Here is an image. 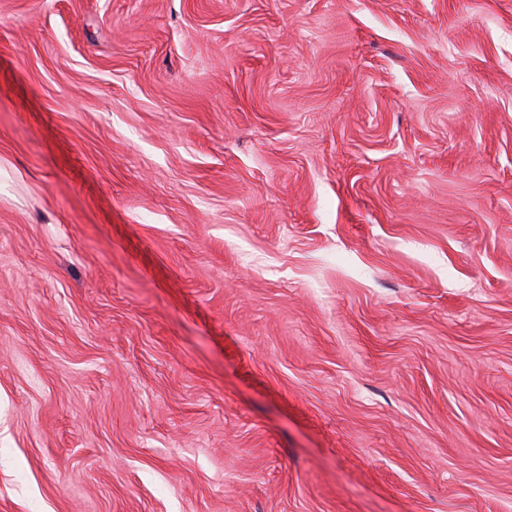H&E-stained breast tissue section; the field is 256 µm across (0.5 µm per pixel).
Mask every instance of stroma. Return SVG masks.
Here are the masks:
<instances>
[{"mask_svg":"<svg viewBox=\"0 0 512 512\" xmlns=\"http://www.w3.org/2000/svg\"><path fill=\"white\" fill-rule=\"evenodd\" d=\"M0 512H512V0H0Z\"/></svg>","mask_w":512,"mask_h":512,"instance_id":"stroma-1","label":"stroma"}]
</instances>
